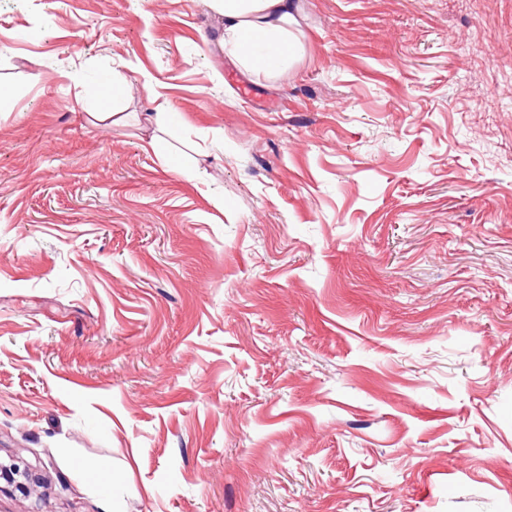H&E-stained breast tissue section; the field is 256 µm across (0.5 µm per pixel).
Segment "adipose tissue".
<instances>
[{"mask_svg": "<svg viewBox=\"0 0 512 512\" xmlns=\"http://www.w3.org/2000/svg\"><path fill=\"white\" fill-rule=\"evenodd\" d=\"M224 17V51L247 72L264 71L266 58L254 45L274 49L280 63L291 62L302 34L301 18L293 0H209Z\"/></svg>", "mask_w": 512, "mask_h": 512, "instance_id": "1", "label": "adipose tissue"}]
</instances>
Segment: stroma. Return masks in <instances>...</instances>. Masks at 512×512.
<instances>
[{
  "instance_id": "35a3bbf8",
  "label": "stroma",
  "mask_w": 512,
  "mask_h": 512,
  "mask_svg": "<svg viewBox=\"0 0 512 512\" xmlns=\"http://www.w3.org/2000/svg\"><path fill=\"white\" fill-rule=\"evenodd\" d=\"M295 4L0 0V512H512V0ZM294 0H209L224 16V53L246 72L271 71L266 58L253 50L257 41L274 49L279 64L294 58L302 36L301 18Z\"/></svg>"
}]
</instances>
